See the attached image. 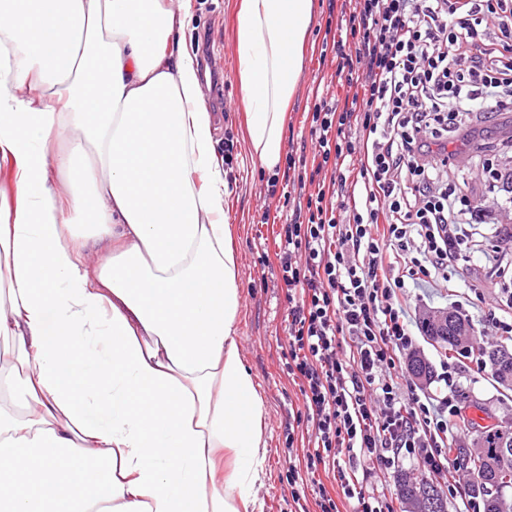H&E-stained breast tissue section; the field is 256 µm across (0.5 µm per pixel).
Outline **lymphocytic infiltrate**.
<instances>
[{"label":"lymphocytic infiltrate","mask_w":512,"mask_h":512,"mask_svg":"<svg viewBox=\"0 0 512 512\" xmlns=\"http://www.w3.org/2000/svg\"><path fill=\"white\" fill-rule=\"evenodd\" d=\"M330 51L352 98H316L317 189L278 244L286 366L302 381L294 420L308 435L286 481L296 502L310 488L320 512H397L369 479L401 460L445 478L449 497L460 484L457 368H445L444 396L406 377L407 298L447 283L466 240L460 220L493 221L449 185L448 146L472 117L512 112V0H353Z\"/></svg>","instance_id":"f902f5d3"}]
</instances>
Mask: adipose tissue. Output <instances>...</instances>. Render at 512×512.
<instances>
[{"mask_svg":"<svg viewBox=\"0 0 512 512\" xmlns=\"http://www.w3.org/2000/svg\"><path fill=\"white\" fill-rule=\"evenodd\" d=\"M190 8L0 0V360L27 370L0 377V512L259 507L263 402ZM312 20L313 0H238L248 144L271 173Z\"/></svg>","mask_w":512,"mask_h":512,"instance_id":"1","label":"adipose tissue"}]
</instances>
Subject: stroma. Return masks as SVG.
Listing matches in <instances>:
<instances>
[{"mask_svg":"<svg viewBox=\"0 0 512 512\" xmlns=\"http://www.w3.org/2000/svg\"><path fill=\"white\" fill-rule=\"evenodd\" d=\"M238 0H191V11L184 30L187 50L197 62L204 101L212 117L216 150L233 142V161L226 168L230 196L225 209L226 221L239 259V315L237 346L251 372L258 395L263 401V437L266 457L256 494L261 512H295L285 474L288 447L304 452L302 440H289L288 423L292 410L303 405L300 386L285 365L287 343V289L277 277V242L291 204L283 194L267 196L269 174L254 160L245 141V105L236 71L238 54ZM343 0H315V21L305 46L304 70L288 109L284 132V153L312 157V148L304 147L309 137L310 112L317 91L344 97L347 86L336 73L332 56L322 55L330 4ZM490 134L478 137L476 145L465 148L460 161L454 162L451 179L465 180L469 192L483 203L493 198L482 179L474 177L466 160L478 153L512 159V112L494 113ZM476 242L466 251L460 285L476 288L492 301L512 289V267L500 270L488 261L492 224L476 225ZM460 394L466 397V419L476 416L473 404H480L488 415L512 418V391L506 392L484 374L465 373Z\"/></svg>","mask_w":512,"mask_h":512,"instance_id":"35a3bbf8","label":"stroma"}]
</instances>
